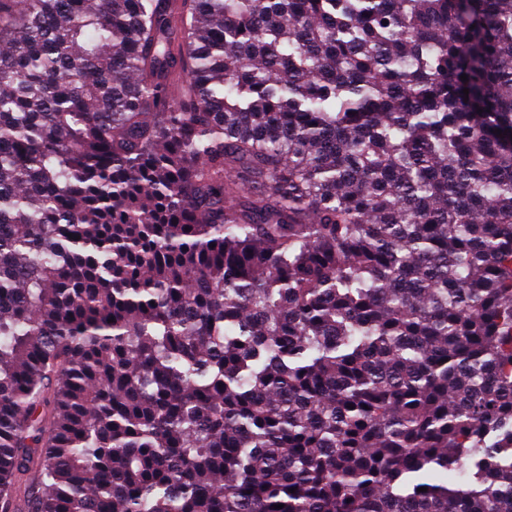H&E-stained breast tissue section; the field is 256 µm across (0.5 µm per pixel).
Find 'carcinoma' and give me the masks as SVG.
<instances>
[{
  "mask_svg": "<svg viewBox=\"0 0 512 512\" xmlns=\"http://www.w3.org/2000/svg\"><path fill=\"white\" fill-rule=\"evenodd\" d=\"M510 129L512 0H0V512H512Z\"/></svg>",
  "mask_w": 512,
  "mask_h": 512,
  "instance_id": "obj_1",
  "label": "carcinoma"
}]
</instances>
